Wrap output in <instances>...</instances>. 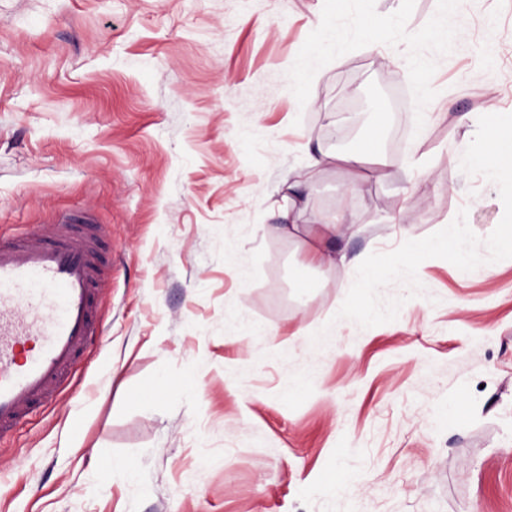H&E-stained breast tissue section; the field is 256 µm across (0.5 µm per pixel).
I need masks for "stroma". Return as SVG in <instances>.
<instances>
[{
  "mask_svg": "<svg viewBox=\"0 0 512 512\" xmlns=\"http://www.w3.org/2000/svg\"><path fill=\"white\" fill-rule=\"evenodd\" d=\"M487 112L512 113V0H0V234L110 227L105 334L0 442V512H512V259L430 258L395 321L336 317L370 253L462 210L495 229L455 162ZM318 147L387 167L289 198ZM290 208L352 210L351 265H310Z\"/></svg>",
  "mask_w": 512,
  "mask_h": 512,
  "instance_id": "stroma-1",
  "label": "stroma"
}]
</instances>
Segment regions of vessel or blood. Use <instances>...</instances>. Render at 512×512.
<instances>
[{"mask_svg":"<svg viewBox=\"0 0 512 512\" xmlns=\"http://www.w3.org/2000/svg\"><path fill=\"white\" fill-rule=\"evenodd\" d=\"M101 224L0 235V440L66 384L100 329Z\"/></svg>","mask_w":512,"mask_h":512,"instance_id":"obj_1","label":"vessel or blood"}]
</instances>
